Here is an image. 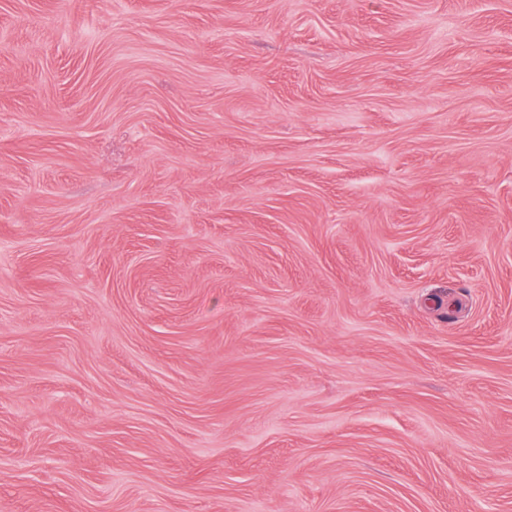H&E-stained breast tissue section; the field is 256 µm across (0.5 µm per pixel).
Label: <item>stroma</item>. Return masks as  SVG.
<instances>
[{
    "instance_id": "1",
    "label": "stroma",
    "mask_w": 512,
    "mask_h": 512,
    "mask_svg": "<svg viewBox=\"0 0 512 512\" xmlns=\"http://www.w3.org/2000/svg\"><path fill=\"white\" fill-rule=\"evenodd\" d=\"M0 512H512V0H0Z\"/></svg>"
}]
</instances>
